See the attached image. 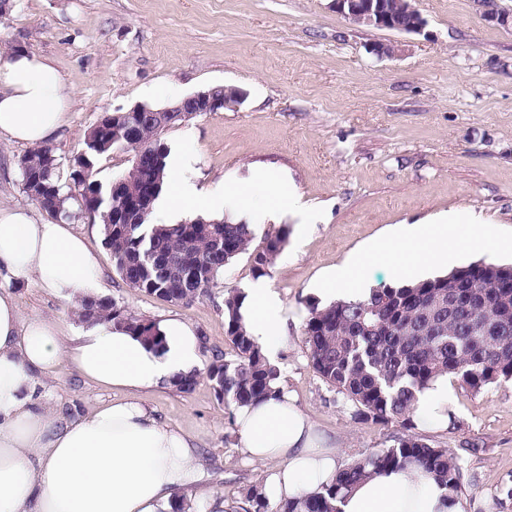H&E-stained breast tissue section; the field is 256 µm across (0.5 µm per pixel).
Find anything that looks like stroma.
<instances>
[{
    "mask_svg": "<svg viewBox=\"0 0 512 512\" xmlns=\"http://www.w3.org/2000/svg\"><path fill=\"white\" fill-rule=\"evenodd\" d=\"M0 15V60L21 44L44 55L74 93L66 125L52 145L61 162L79 152L103 113L143 103L163 107L215 85L242 91L238 104L204 112L164 131L170 150L191 156L199 190L223 194L258 172L299 205L255 225L254 247L288 225V244L267 275L239 256L211 296L192 307L128 288L116 273L99 226L74 218L101 272L107 297L155 320L193 323L203 357L229 351L224 292L263 283L287 317L272 360L282 383L316 429L333 438L339 465L392 443L397 426L353 417L350 404L311 368L303 324L322 279L380 238L398 240L407 224L479 215L483 234L463 242L453 266L512 264V0H413L421 33L359 25L331 0H12ZM399 46L395 57L376 44ZM21 145L0 143V207L48 214L24 193ZM8 288L24 314L58 319L66 335L84 324L67 300L26 280ZM47 394L63 415L123 398L62 361ZM148 408L197 440L203 478L235 512L247 490L263 486L278 460L250 462L234 424L207 380L183 394L163 387ZM457 428L425 431L432 443L463 455L466 512H512V382L473 391L457 384Z\"/></svg>",
    "mask_w": 512,
    "mask_h": 512,
    "instance_id": "35a3bbf8",
    "label": "stroma"
}]
</instances>
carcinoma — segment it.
<instances>
[{"label": "carcinoma", "mask_w": 512, "mask_h": 512, "mask_svg": "<svg viewBox=\"0 0 512 512\" xmlns=\"http://www.w3.org/2000/svg\"><path fill=\"white\" fill-rule=\"evenodd\" d=\"M188 122L182 112H164L160 121L147 112H106L85 133L83 150L71 164L64 165L49 145L33 147L18 160L24 191L34 182L43 187L33 198L40 208L55 219L79 215L101 227L113 266L129 287L186 307L208 296L241 255L250 256L256 276L266 275L289 237L284 224L267 233L262 247L254 250V231L242 221L224 217L152 224L151 214L139 213L133 193L154 202L163 189L169 147L162 133ZM114 150L128 153L131 167L104 185L96 179V160ZM67 201L77 209H65ZM181 265L197 269L196 283H179L176 270ZM511 292V281L473 265L465 278L448 274L374 289L362 299L310 304L304 336L315 373L351 403L357 419L397 424L407 433L391 446L353 460L303 498L272 505L258 488H251L244 512H341L344 493L370 470L409 463L459 494L463 458L409 433L416 396L443 375L475 392L512 380V308L498 302L499 295ZM450 297L459 302L452 315ZM244 298L238 288L224 293L225 336L232 353L215 356L205 369L216 396L231 411L281 393L280 367L263 353L243 320ZM81 307L86 323L110 322L152 350L165 347L156 321L109 297L89 296ZM488 325L497 329L496 335H484Z\"/></svg>", "instance_id": "obj_1"}]
</instances>
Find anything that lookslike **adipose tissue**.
I'll use <instances>...</instances> for the list:
<instances>
[{
	"label": "adipose tissue",
	"instance_id": "1",
	"mask_svg": "<svg viewBox=\"0 0 512 512\" xmlns=\"http://www.w3.org/2000/svg\"><path fill=\"white\" fill-rule=\"evenodd\" d=\"M72 100L57 69L25 49L0 60V140L45 145L65 123ZM189 158L168 159L162 218L194 219L222 210V199L202 194L186 176ZM480 227L464 216L455 228L438 223L405 227L404 247L379 242L383 257L403 281H413L427 261L452 262L461 240ZM33 280L48 293L80 301L99 290L95 256L68 222H37L23 208H0V273ZM241 313L265 354L276 353L286 322L281 303L264 285L248 289ZM163 352L150 350L110 323L89 327L76 342L58 320L24 315L9 289H0V512H168L174 495L206 496L195 439L161 422L144 393L169 385L175 375L203 369L195 327L179 317L160 322ZM98 385L126 391L64 419L41 393L62 359ZM451 396L441 377L417 395V428L448 426ZM239 446L254 461L281 460L265 493L270 500L301 497L335 478L334 441L318 432L289 393L238 408ZM341 512H464L459 497L413 464L371 471L340 503Z\"/></svg>",
	"mask_w": 512,
	"mask_h": 512
}]
</instances>
